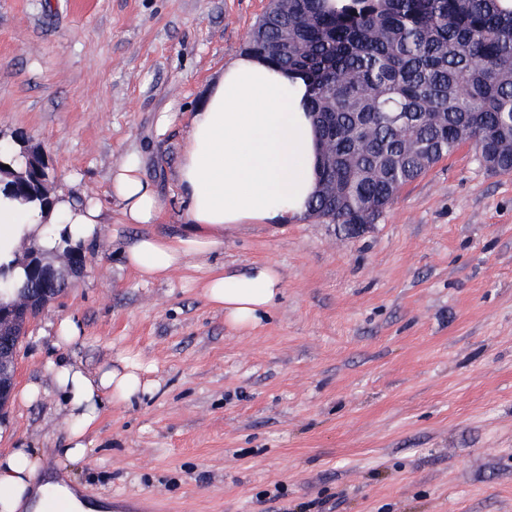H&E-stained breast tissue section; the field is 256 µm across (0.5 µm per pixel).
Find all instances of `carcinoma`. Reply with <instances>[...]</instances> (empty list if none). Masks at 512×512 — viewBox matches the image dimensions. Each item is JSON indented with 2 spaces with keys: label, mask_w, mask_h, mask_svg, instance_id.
I'll list each match as a JSON object with an SVG mask.
<instances>
[{
  "label": "carcinoma",
  "mask_w": 512,
  "mask_h": 512,
  "mask_svg": "<svg viewBox=\"0 0 512 512\" xmlns=\"http://www.w3.org/2000/svg\"><path fill=\"white\" fill-rule=\"evenodd\" d=\"M275 0L245 50L301 73L310 112L336 113V194L308 216L373 224L406 184L470 145L479 164L512 172V10L499 0ZM10 194L48 205L0 152ZM0 265V292L29 288Z\"/></svg>",
  "instance_id": "1"
}]
</instances>
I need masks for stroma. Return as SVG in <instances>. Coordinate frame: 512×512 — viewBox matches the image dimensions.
Returning a JSON list of instances; mask_svg holds the SVG:
<instances>
[{
    "instance_id": "35a3bbf8",
    "label": "stroma",
    "mask_w": 512,
    "mask_h": 512,
    "mask_svg": "<svg viewBox=\"0 0 512 512\" xmlns=\"http://www.w3.org/2000/svg\"><path fill=\"white\" fill-rule=\"evenodd\" d=\"M270 0H0V141L23 132L51 191L104 206L102 234L19 345L0 455L56 463L66 413L48 361L136 355L157 390L105 406L66 470L112 512H512V174L470 146L405 185L355 234L307 218L234 224L217 252L142 283L123 258L184 234L177 168L192 113ZM171 122L160 128L158 120ZM128 152L165 204L122 223ZM272 264L283 294L240 330L204 297L215 271ZM78 340L55 347L62 318Z\"/></svg>"
}]
</instances>
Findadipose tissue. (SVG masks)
I'll return each mask as SVG.
<instances>
[{
	"label": "adipose tissue",
	"mask_w": 512,
	"mask_h": 512,
	"mask_svg": "<svg viewBox=\"0 0 512 512\" xmlns=\"http://www.w3.org/2000/svg\"><path fill=\"white\" fill-rule=\"evenodd\" d=\"M305 78L275 67L268 59L242 54L229 61L210 84L190 122L178 178L186 203L188 231L181 236L140 235L124 250L126 264L142 281L168 276L188 257L224 245L231 224H276L300 220L316 191L320 147L309 112ZM110 195L121 207L123 223L154 224L163 203L144 178L139 154L114 165ZM104 222L93 200L58 193L52 206L26 205L0 193V263H14L22 243L51 255L91 245ZM207 301L223 309L225 320L247 330L257 326L282 293L279 273L254 263L235 273L216 272L204 282ZM56 392L69 418L61 458L75 462L86 451V436L104 403H127L150 393L146 367L131 356L110 367L88 371L75 360H50ZM65 512H98L62 476L29 448L0 456V512H49L51 502Z\"/></svg>",
	"instance_id": "ef3b65f1"
}]
</instances>
